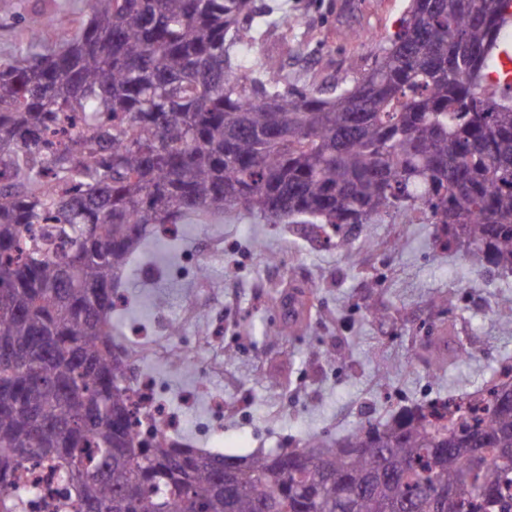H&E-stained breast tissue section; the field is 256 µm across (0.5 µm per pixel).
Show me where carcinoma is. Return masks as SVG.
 <instances>
[{
	"label": "carcinoma",
	"instance_id": "carcinoma-1",
	"mask_svg": "<svg viewBox=\"0 0 512 512\" xmlns=\"http://www.w3.org/2000/svg\"><path fill=\"white\" fill-rule=\"evenodd\" d=\"M89 2L58 47L35 12L0 61V512L42 462L80 512H512V380L483 417L433 402L224 456L137 429L112 323L132 259L177 244L159 229L230 209L327 246L417 211L512 270V82L489 75L512 0H410L330 94L238 49L267 33L256 0Z\"/></svg>",
	"mask_w": 512,
	"mask_h": 512
}]
</instances>
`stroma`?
I'll return each mask as SVG.
<instances>
[{
	"label": "stroma",
	"mask_w": 512,
	"mask_h": 512,
	"mask_svg": "<svg viewBox=\"0 0 512 512\" xmlns=\"http://www.w3.org/2000/svg\"><path fill=\"white\" fill-rule=\"evenodd\" d=\"M288 30L270 23L262 54L289 85L332 89L360 75L376 46L398 29L407 0H265ZM53 16L48 44L61 43L87 14L86 0H12L0 15V59L22 42L31 10ZM367 34L366 43L350 31ZM167 259L138 257L122 279L134 304L118 316L124 341L133 328L153 336L177 324L197 341V371L162 356L139 374L155 380L179 423L173 437L224 455L295 448L314 433L338 437L412 403L477 390L512 360V273L474 268L461 249L443 251L441 227L423 214L385 217L352 237L353 252L312 243L301 224H267L233 209L181 225ZM208 254L207 278L187 260ZM313 288L298 331L276 335L292 289ZM167 296L163 309L150 303ZM448 297L447 307L436 296ZM386 317H378V310ZM444 358L433 369L430 348ZM280 385H267L270 375ZM223 398V419L213 398ZM247 399L246 413L233 412Z\"/></svg>",
	"instance_id": "obj_1"
}]
</instances>
